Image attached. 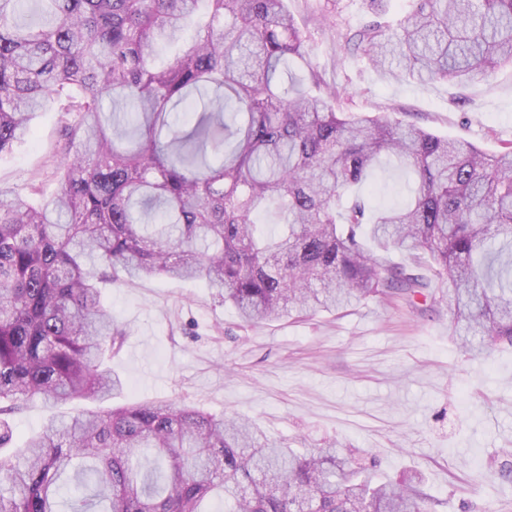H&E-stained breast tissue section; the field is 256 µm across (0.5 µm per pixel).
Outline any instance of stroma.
Returning <instances> with one entry per match:
<instances>
[{
	"label": "stroma",
	"instance_id": "obj_1",
	"mask_svg": "<svg viewBox=\"0 0 512 512\" xmlns=\"http://www.w3.org/2000/svg\"><path fill=\"white\" fill-rule=\"evenodd\" d=\"M324 84L345 89L349 112H404L440 135L496 151L512 142V67L467 85L387 80L351 37L363 0H288ZM33 138L0 153V189L50 197L64 145L60 115L41 113ZM375 194L404 204L411 174L381 163ZM104 301L127 330L112 368L117 403L170 401L252 419L267 434L311 450L334 439L379 473L419 474L435 512H512V485L497 472L512 450V348L469 354L448 335V309L420 311L377 299L344 315L320 312L242 326L235 309L189 281L114 284ZM92 401L34 400L13 414L21 445L51 417Z\"/></svg>",
	"mask_w": 512,
	"mask_h": 512
}]
</instances>
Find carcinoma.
I'll use <instances>...</instances> for the list:
<instances>
[{
	"mask_svg": "<svg viewBox=\"0 0 512 512\" xmlns=\"http://www.w3.org/2000/svg\"><path fill=\"white\" fill-rule=\"evenodd\" d=\"M355 46L391 77L471 83L512 66V0H364ZM0 0V153L42 111L64 123L59 189H0V512H425L422 479L335 441L297 453L248 420L171 402L108 406L126 330L106 282L197 281L254 325L420 297L465 351L512 346V144L487 153L389 115L339 112L286 0ZM184 42L167 64L160 40ZM207 98L175 130L170 110ZM112 109L105 112L104 100ZM387 157L404 206L370 208ZM272 214L282 231L267 234ZM407 262L391 263L390 248ZM428 268L433 278L421 269ZM50 418L9 453L29 400ZM100 405L92 401H73L66 405H51L39 399L29 402L13 414V441L10 448L21 445L28 437L38 432L52 416L69 415L79 410H96Z\"/></svg>",
	"mask_w": 512,
	"mask_h": 512,
	"instance_id": "carcinoma-1",
	"label": "carcinoma"
}]
</instances>
